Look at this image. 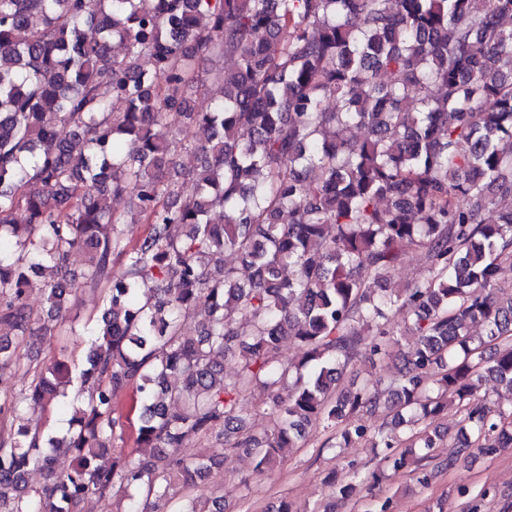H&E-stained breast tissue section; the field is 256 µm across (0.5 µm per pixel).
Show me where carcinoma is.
I'll list each match as a JSON object with an SVG mask.
<instances>
[{
	"instance_id": "cac0c4a2",
	"label": "carcinoma",
	"mask_w": 512,
	"mask_h": 512,
	"mask_svg": "<svg viewBox=\"0 0 512 512\" xmlns=\"http://www.w3.org/2000/svg\"><path fill=\"white\" fill-rule=\"evenodd\" d=\"M511 20L512 0H0V381L22 343L66 322L74 254L105 285L85 357L33 370L0 404V512H78L89 497L137 512L190 493L228 452L263 475L321 424L336 447L386 448L388 468L426 484L435 423L455 405L458 451L512 448V422L478 395L488 379L512 394V286L499 281L512 266ZM203 58L224 68L196 112ZM162 123L201 137L179 156ZM124 194L129 212L107 205ZM139 223L134 240L118 230ZM415 254L426 276L388 287ZM36 285L44 316L27 304ZM200 304L191 327L182 314ZM394 308L408 333L389 325ZM287 340L300 360H283ZM385 358L399 364L388 385L342 387ZM75 381L87 402L67 401ZM129 390L135 448L116 454ZM248 395L271 422L259 436ZM52 403L60 435L24 418ZM215 433L208 456L181 454ZM59 448L72 456L61 473ZM326 484L340 500L356 491Z\"/></svg>"
}]
</instances>
